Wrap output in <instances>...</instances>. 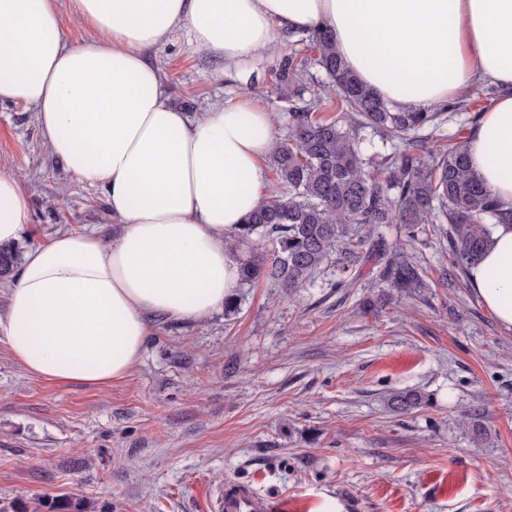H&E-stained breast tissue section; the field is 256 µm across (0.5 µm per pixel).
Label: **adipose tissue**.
I'll use <instances>...</instances> for the list:
<instances>
[{
    "label": "adipose tissue",
    "mask_w": 512,
    "mask_h": 512,
    "mask_svg": "<svg viewBox=\"0 0 512 512\" xmlns=\"http://www.w3.org/2000/svg\"><path fill=\"white\" fill-rule=\"evenodd\" d=\"M90 29L67 39L63 18ZM226 66L287 33L330 31L348 67L399 109L502 88L466 141L488 191L512 206V0H0V102L32 107L43 144L105 190L112 234L59 232L28 250L0 317L29 374L104 388L141 363L155 317L203 320L240 283L227 235L269 195L270 113L240 100L198 117L170 100L148 53L178 29ZM0 168V243L28 219ZM468 284L512 331V225H498Z\"/></svg>",
    "instance_id": "adipose-tissue-1"
}]
</instances>
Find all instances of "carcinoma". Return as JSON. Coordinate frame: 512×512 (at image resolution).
Returning <instances> with one entry per match:
<instances>
[{
	"label": "carcinoma",
	"instance_id": "obj_1",
	"mask_svg": "<svg viewBox=\"0 0 512 512\" xmlns=\"http://www.w3.org/2000/svg\"><path fill=\"white\" fill-rule=\"evenodd\" d=\"M307 51L328 77L318 98L334 104L336 118H323L315 106L288 113V139L270 154L272 193L228 237L234 249L251 245L241 280L265 278L291 292L334 264L342 272L337 285L352 288L353 267L375 254V280L397 297H411L427 283L419 265L387 242L389 224L402 225L410 238L432 226L448 239L452 268L466 273L495 227L512 224V207L485 189L462 136L431 149L421 135L455 122L457 109L391 106L357 79L322 32L284 54L277 82L290 94L299 91L298 56ZM17 258L15 245L0 244L1 278L10 276ZM427 401L424 393L405 390L391 393L388 403L405 414Z\"/></svg>",
	"mask_w": 512,
	"mask_h": 512
}]
</instances>
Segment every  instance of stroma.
I'll return each mask as SVG.
<instances>
[{
    "label": "stroma",
    "mask_w": 512,
    "mask_h": 512,
    "mask_svg": "<svg viewBox=\"0 0 512 512\" xmlns=\"http://www.w3.org/2000/svg\"><path fill=\"white\" fill-rule=\"evenodd\" d=\"M287 40L237 70L200 51L188 29L149 53L189 114L248 100L277 118L326 80L309 66L300 96L277 85ZM0 163L29 198L19 251L60 231L112 233L105 192L48 152L33 110L0 104ZM389 243L416 257L429 283L385 301L361 271L337 288L335 267L293 292L240 285L235 312L153 322L140 365L99 388L34 376L0 334V512H47L80 499L90 512H212L226 480L314 512H512V332L448 263V242ZM417 390L406 414L392 392ZM425 393L416 390L396 391L391 393L388 403L394 412L408 413L412 409L427 402Z\"/></svg>",
    "instance_id": "35a3bbf8"
}]
</instances>
